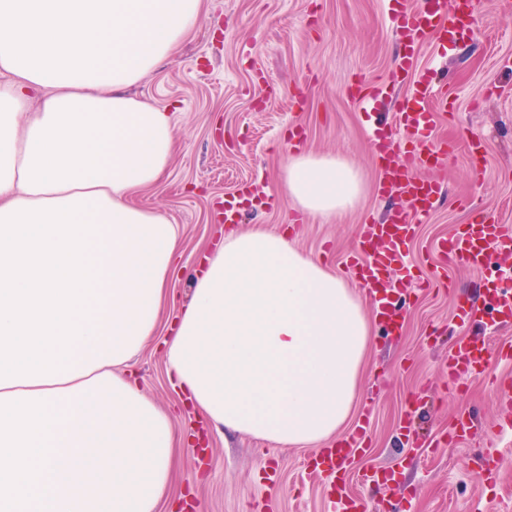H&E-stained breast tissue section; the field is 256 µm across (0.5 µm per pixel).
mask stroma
Returning a JSON list of instances; mask_svg holds the SVG:
<instances>
[{
  "instance_id": "35a3bbf8",
  "label": "stroma",
  "mask_w": 512,
  "mask_h": 512,
  "mask_svg": "<svg viewBox=\"0 0 512 512\" xmlns=\"http://www.w3.org/2000/svg\"><path fill=\"white\" fill-rule=\"evenodd\" d=\"M400 51L385 0H205L201 24L175 56L159 64L133 94L172 112L179 147L166 177L139 197L178 225L187 264L171 285L188 297L190 274L201 269L209 242L223 239L219 200L238 185L267 187L272 207L241 208L235 229L254 227L288 236L338 277L366 217L382 215L394 198L375 192L377 165L369 126L393 122L392 106L363 112L356 86L390 76ZM421 72L442 84L446 106L431 121L448 145L442 167L422 177L442 185V197L417 227L407 249L413 270L437 260L436 245L475 215L512 226V0H481L474 35L442 52L436 39L419 51ZM302 139H295V132ZM335 156L357 170L363 192L331 222L295 209L281 191L291 151ZM481 175H474V168ZM483 276L448 269L444 283L418 288L402 304L404 330L385 335L374 327L352 411L371 413L369 449L353 471L399 465L398 481L372 489L349 480L367 512H477L473 475L485 449H499L502 470L490 487L501 512H512V424L500 421L497 379L512 375V361L493 363L449 395L441 371L448 345L463 336L495 337L512 346V327L460 323L456 295L485 287ZM142 392L171 409L173 425L199 442L203 460L186 451L172 471L171 512L183 501L201 512H332L330 482L305 463L315 447L276 448L245 434H215L179 394L165 370L159 341L148 343L133 366ZM477 420L466 444L444 439L460 410ZM411 422L432 447H408L400 427Z\"/></svg>"
}]
</instances>
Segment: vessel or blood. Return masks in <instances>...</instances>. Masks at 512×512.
Segmentation results:
<instances>
[{"mask_svg":"<svg viewBox=\"0 0 512 512\" xmlns=\"http://www.w3.org/2000/svg\"><path fill=\"white\" fill-rule=\"evenodd\" d=\"M478 0H417L407 6L405 0H388L394 27L401 37L403 51L397 59L390 81L358 88L355 97L366 111H373L387 99H394L396 127L375 128L373 153L379 168L376 192L380 196H398L399 204L384 215L364 222L351 250L349 266L364 287V300L379 320L385 334L399 335L403 323L396 302L400 295L393 285L397 270L406 268L405 250L415 235L417 223L426 220L439 197L436 181L420 178L430 160L445 159L448 149L437 144L429 112L437 88L431 78L418 70L417 49L428 38H437L449 49L470 33L477 16ZM410 80L409 91L393 98V85ZM402 129V143H395V129ZM442 265L464 267L476 273L488 272L493 257L512 256V226L490 217L474 218L465 229L453 232L439 242ZM456 318L464 323L488 319L502 325L512 324V286L489 291L484 298L462 296L456 305ZM494 350L487 339H460L448 350L443 376L449 389H459L474 375L482 373ZM367 451V431L337 437L329 447L320 449L312 459V470L336 481L337 512H362L359 498L346 488L345 468L350 460ZM494 449H487L482 466L475 474L473 494L482 498L483 486L497 473Z\"/></svg>","mask_w":512,"mask_h":512,"instance_id":"1","label":"vessel or blood"}]
</instances>
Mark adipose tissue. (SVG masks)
I'll return each instance as SVG.
<instances>
[{
    "label": "adipose tissue",
    "instance_id": "adipose-tissue-1",
    "mask_svg": "<svg viewBox=\"0 0 512 512\" xmlns=\"http://www.w3.org/2000/svg\"><path fill=\"white\" fill-rule=\"evenodd\" d=\"M202 16V0H0V512L169 501L176 431L125 370L170 309L168 375L216 432L313 445L358 396L360 290L256 228L226 234L178 303L177 227L135 202L178 140L128 90ZM282 188L328 222L362 183L299 153Z\"/></svg>",
    "mask_w": 512,
    "mask_h": 512
}]
</instances>
